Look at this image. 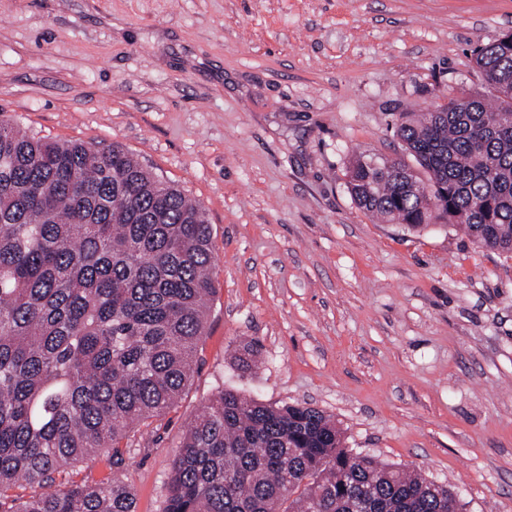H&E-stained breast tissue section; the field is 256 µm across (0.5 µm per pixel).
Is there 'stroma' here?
<instances>
[{
	"mask_svg": "<svg viewBox=\"0 0 512 512\" xmlns=\"http://www.w3.org/2000/svg\"><path fill=\"white\" fill-rule=\"evenodd\" d=\"M507 30L512 0H0V120L122 145L211 226L193 379L118 471L137 512H164L188 426L228 386L323 411L462 512H512V257L379 221L346 186L358 152L415 167L398 116L479 88L473 50Z\"/></svg>",
	"mask_w": 512,
	"mask_h": 512,
	"instance_id": "1",
	"label": "stroma"
}]
</instances>
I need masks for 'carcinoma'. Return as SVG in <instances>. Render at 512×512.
<instances>
[{"label":"carcinoma","instance_id":"carcinoma-1","mask_svg":"<svg viewBox=\"0 0 512 512\" xmlns=\"http://www.w3.org/2000/svg\"><path fill=\"white\" fill-rule=\"evenodd\" d=\"M474 60L493 101L463 91L400 115L422 172L359 154L347 189L382 220H444L512 254V42L480 45ZM213 252L202 206L122 146L51 142L0 120V512H136L111 472L66 485L56 474L97 456L120 467L129 425L174 408L206 335ZM258 353L241 345L239 369ZM20 483L41 492L9 495ZM165 512L461 505L446 486L345 448L317 408L223 387L182 439Z\"/></svg>","mask_w":512,"mask_h":512}]
</instances>
